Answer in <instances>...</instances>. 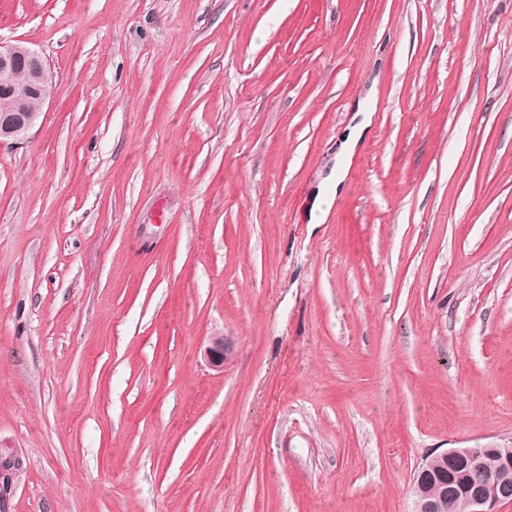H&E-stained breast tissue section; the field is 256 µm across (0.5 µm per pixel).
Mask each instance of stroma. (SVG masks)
Returning <instances> with one entry per match:
<instances>
[{
	"label": "stroma",
	"instance_id": "35a3bbf8",
	"mask_svg": "<svg viewBox=\"0 0 512 512\" xmlns=\"http://www.w3.org/2000/svg\"><path fill=\"white\" fill-rule=\"evenodd\" d=\"M0 41L53 74L0 146V512H411L512 438V0H0ZM234 354V341L230 336L214 334L208 339L203 350V357L207 365L216 371H223L226 364Z\"/></svg>",
	"mask_w": 512,
	"mask_h": 512
}]
</instances>
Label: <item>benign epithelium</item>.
<instances>
[{
  "instance_id": "obj_1",
  "label": "benign epithelium",
  "mask_w": 512,
  "mask_h": 512,
  "mask_svg": "<svg viewBox=\"0 0 512 512\" xmlns=\"http://www.w3.org/2000/svg\"><path fill=\"white\" fill-rule=\"evenodd\" d=\"M38 55L22 43L0 41V145L17 143L35 127L39 113L29 110L24 99L34 94L40 104L50 97L53 75L43 67L31 74L23 85L17 82L20 62ZM234 354V341L229 336L215 334L203 350L207 365L224 370ZM495 448H450L425 460L415 480L419 482L413 496L411 512H501L504 504H512V448L498 450V465L493 477L485 475V454ZM456 463V487L453 493L437 491L421 485L427 469L440 461Z\"/></svg>"
}]
</instances>
